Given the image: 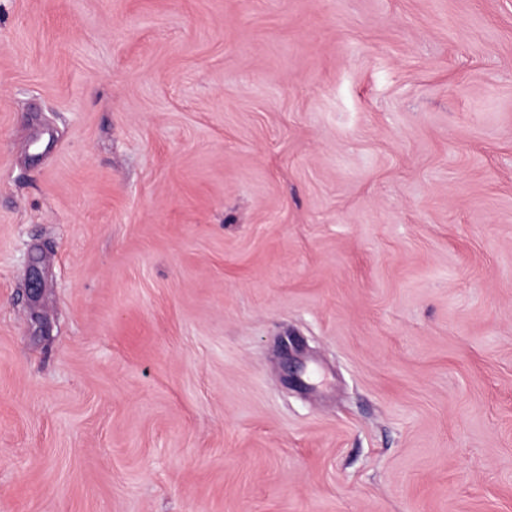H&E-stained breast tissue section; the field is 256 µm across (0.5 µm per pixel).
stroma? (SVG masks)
Returning <instances> with one entry per match:
<instances>
[{
  "label": "stroma",
  "mask_w": 512,
  "mask_h": 512,
  "mask_svg": "<svg viewBox=\"0 0 512 512\" xmlns=\"http://www.w3.org/2000/svg\"><path fill=\"white\" fill-rule=\"evenodd\" d=\"M0 512H512V0H0Z\"/></svg>",
  "instance_id": "1"
}]
</instances>
